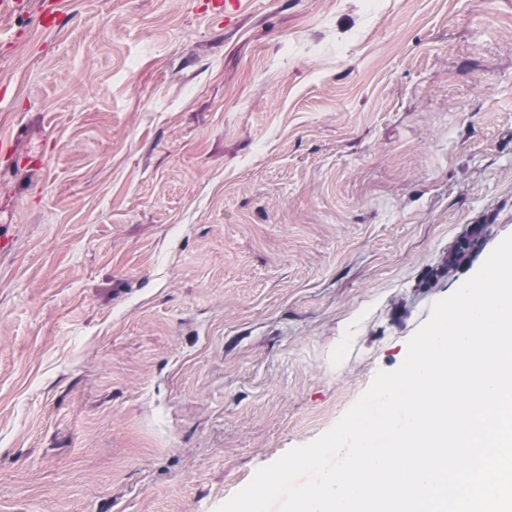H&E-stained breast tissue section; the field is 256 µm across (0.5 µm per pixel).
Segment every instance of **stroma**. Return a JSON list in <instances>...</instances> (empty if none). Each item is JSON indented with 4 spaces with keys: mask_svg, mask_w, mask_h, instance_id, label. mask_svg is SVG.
Here are the masks:
<instances>
[{
    "mask_svg": "<svg viewBox=\"0 0 512 512\" xmlns=\"http://www.w3.org/2000/svg\"><path fill=\"white\" fill-rule=\"evenodd\" d=\"M41 2L0 15V512H216L512 234V0ZM486 228V224H478L476 227L464 234L448 253V259L445 260L440 271L437 272V276L438 274H448V277L453 275V273L457 271V269L466 260L477 255L478 253L474 252V249L480 239L486 237Z\"/></svg>",
    "mask_w": 512,
    "mask_h": 512,
    "instance_id": "stroma-1",
    "label": "stroma"
}]
</instances>
